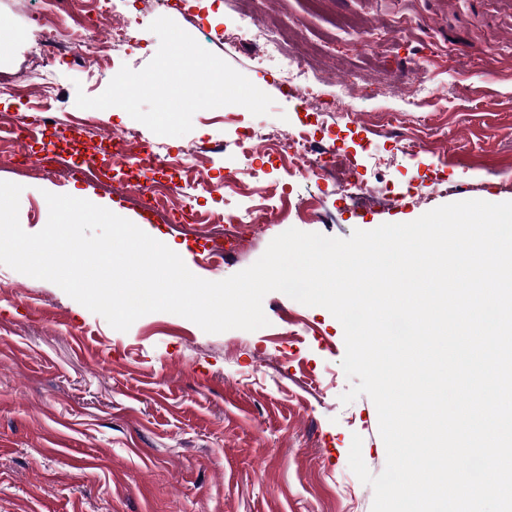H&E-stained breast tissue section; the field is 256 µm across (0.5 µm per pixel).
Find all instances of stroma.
Segmentation results:
<instances>
[{
	"instance_id": "obj_1",
	"label": "stroma",
	"mask_w": 512,
	"mask_h": 512,
	"mask_svg": "<svg viewBox=\"0 0 512 512\" xmlns=\"http://www.w3.org/2000/svg\"><path fill=\"white\" fill-rule=\"evenodd\" d=\"M34 4L0 0V15L24 34L0 41V74L21 84L19 97L0 98L2 124L30 121L38 90L50 86L66 105L54 114L55 129L66 131L83 113L77 92L100 95L121 67L141 70L159 48L149 29L155 0H137V49L88 72L66 64L45 72L29 56L38 36ZM242 11L278 29L331 81L353 79L362 111L307 109L283 94L276 60L221 37ZM199 13L200 26L178 8L167 15L274 104L263 116L241 106L201 110L186 135L144 127L141 139L179 155V170L155 175L166 184L197 159L211 161L215 178L227 161L246 173L243 190L197 194L202 212L244 217L267 185L283 186L272 221L244 223L246 248L222 266H198L211 241L223 239V225L187 224L150 208L120 189L115 172L71 174L78 152L101 141L88 135L75 145L52 141L63 165L48 178L33 172L42 138L0 146V180L23 187L21 225L46 224L45 193L76 187L94 204L143 215L156 240L185 245L183 261L194 275L219 281L251 266L292 227L347 238L453 202L512 201V11L500 0H321L317 9L310 0H201ZM373 30L385 38L370 53L362 41ZM410 74L447 88V103L433 112L375 111L379 94ZM303 123L336 148V163L388 182L395 202L353 201L336 184L289 179L277 156L247 159L236 151L244 129L289 131ZM402 136L420 139V153H402ZM254 168L259 178H250ZM263 310L269 324L253 332L211 334L167 312L121 332L56 284L0 264V512H371L373 489L349 467L352 438L361 436L375 475L386 449L372 400H340L352 385L341 366V323L278 291L264 297Z\"/></svg>"
}]
</instances>
